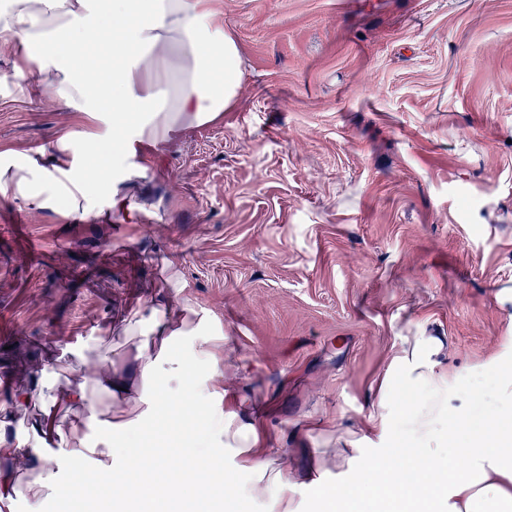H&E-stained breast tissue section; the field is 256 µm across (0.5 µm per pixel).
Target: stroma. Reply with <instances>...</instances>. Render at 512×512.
<instances>
[{"label": "stroma", "mask_w": 512, "mask_h": 512, "mask_svg": "<svg viewBox=\"0 0 512 512\" xmlns=\"http://www.w3.org/2000/svg\"><path fill=\"white\" fill-rule=\"evenodd\" d=\"M239 48L223 122L148 164L139 224H67L0 194V405L38 395L42 363L160 299L178 264L224 336L227 382L268 407V445L303 470L362 427L371 384L408 336L443 337L461 440L512 408L486 370L512 364V0H211ZM75 113L0 86V145L38 146ZM315 429H308L309 421ZM204 417L129 445H208Z\"/></svg>", "instance_id": "obj_1"}]
</instances>
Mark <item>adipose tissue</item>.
I'll list each match as a JSON object with an SVG mask.
<instances>
[{
  "label": "adipose tissue",
  "mask_w": 512,
  "mask_h": 512,
  "mask_svg": "<svg viewBox=\"0 0 512 512\" xmlns=\"http://www.w3.org/2000/svg\"><path fill=\"white\" fill-rule=\"evenodd\" d=\"M209 0H8L0 10V54L11 58L0 82L33 84L59 107L76 112L72 128L49 144L25 150L0 147V193L21 205L70 221H138L129 189L154 155L172 147L183 129L223 120L237 103L240 56L234 38L209 8ZM106 45L111 60L106 90H95L86 73L87 51ZM171 296L144 303L125 320V335L138 339L135 357L116 369L108 354L75 355L91 369L59 382L53 362L41 401L65 406L63 418L44 414L31 436L0 449V501L27 489L28 512H42V491L79 501L83 477L121 473V447L130 431L165 425L180 429L181 406L168 390L189 383L191 401L216 411L213 447L229 454L251 482V499L271 512H295L297 487L315 485L335 464L338 480L324 485L323 512H512V416L487 420L483 436L456 452L448 411L455 377L437 336H415L377 384L378 408L349 448L333 456L311 452L294 473L280 449L267 447L265 420L251 399L224 386V341L200 343L190 355L174 346L199 335L190 286L178 266L164 280ZM416 394L398 416L388 406L395 382ZM97 425L102 447L91 450L86 430ZM394 425L416 449L399 452L372 442ZM66 480H57L59 471ZM222 485L236 497L238 486L212 470L193 449L161 452L147 461L138 482L116 483L105 493L129 512H171L186 483Z\"/></svg>",
  "instance_id": "adipose-tissue-1"
}]
</instances>
